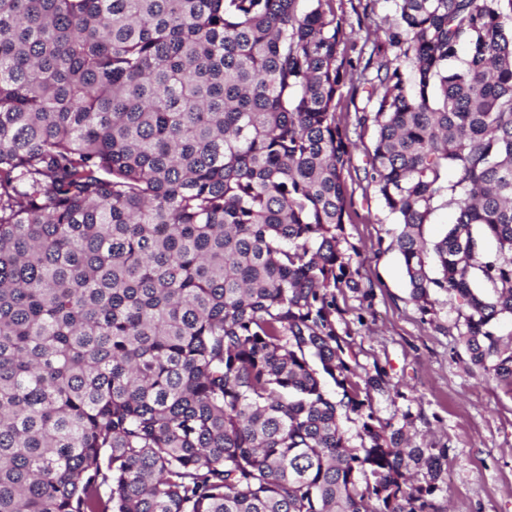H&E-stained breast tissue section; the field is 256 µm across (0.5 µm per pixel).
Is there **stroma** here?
I'll use <instances>...</instances> for the list:
<instances>
[{
	"mask_svg": "<svg viewBox=\"0 0 512 512\" xmlns=\"http://www.w3.org/2000/svg\"><path fill=\"white\" fill-rule=\"evenodd\" d=\"M366 0H334L356 42L387 28L391 0L366 11ZM364 95L344 100L337 117L355 143L345 174L351 205L339 248L350 258L372 301L349 289L336 293V332L350 344L359 375L384 368L389 387L372 406L384 422L405 427L417 441L446 449L435 497L449 512H512V386L473 369L457 341L463 319L454 297L440 294L429 313L409 297L402 258L392 245L395 219L371 185L367 151L374 127H359Z\"/></svg>",
	"mask_w": 512,
	"mask_h": 512,
	"instance_id": "1",
	"label": "stroma"
}]
</instances>
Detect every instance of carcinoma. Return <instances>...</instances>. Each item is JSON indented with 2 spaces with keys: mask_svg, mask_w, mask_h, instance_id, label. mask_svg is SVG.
<instances>
[{
  "mask_svg": "<svg viewBox=\"0 0 512 512\" xmlns=\"http://www.w3.org/2000/svg\"><path fill=\"white\" fill-rule=\"evenodd\" d=\"M333 2L0 0V512H441L445 452L374 415L334 325L372 296L336 112L367 89L410 299L455 297L512 385V0H393L355 59ZM457 216L453 205L443 204L433 212L427 224L423 226V236L428 244L442 235L449 224H454Z\"/></svg>",
  "mask_w": 512,
  "mask_h": 512,
  "instance_id": "1",
  "label": "carcinoma"
}]
</instances>
